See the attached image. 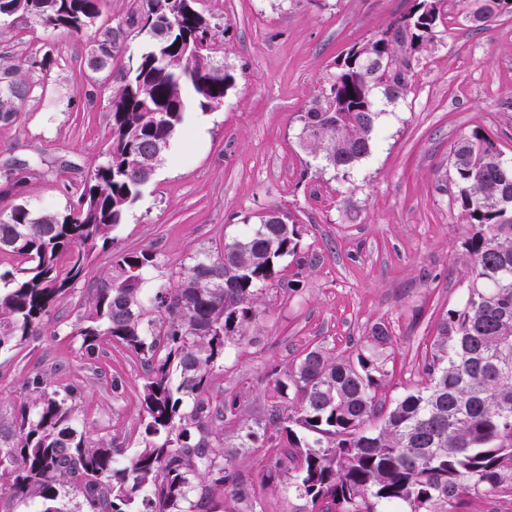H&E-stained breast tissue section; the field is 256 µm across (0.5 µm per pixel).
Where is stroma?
<instances>
[{
    "instance_id": "stroma-1",
    "label": "stroma",
    "mask_w": 512,
    "mask_h": 512,
    "mask_svg": "<svg viewBox=\"0 0 512 512\" xmlns=\"http://www.w3.org/2000/svg\"><path fill=\"white\" fill-rule=\"evenodd\" d=\"M414 0H197L217 32L218 61L235 77L222 106L189 112L142 197L96 250L85 275L55 305L41 336L0 354V417L22 401L24 384L47 374L80 394L78 415L93 438L123 440L134 454L143 431L139 358L116 343L88 352L66 334L92 291L114 273L113 250H152L154 283H172L202 250L267 211L301 231L288 258L293 290L269 287L248 339L228 344L214 395L238 397L224 425L234 444L242 424L273 401L272 368H288L320 347L350 355L376 324L393 336V373L379 392L391 399L422 381L438 319L462 297L468 224L454 202L450 153L472 129L512 159V13L474 22L479 0H448L450 31L413 62L407 95L380 100L368 158L341 176L314 161L300 138L301 112L329 88L337 60L379 34ZM136 0H102L100 24L123 27L121 50L102 69L89 65L88 37L44 29L28 15L0 24V63L21 65L31 96L0 122V215L20 204L42 214L76 206L107 159L110 102L118 73L146 47L129 17ZM49 55L47 66L35 56ZM19 184L6 189L3 176ZM233 469L261 512H307L267 478L263 448L233 451Z\"/></svg>"
}]
</instances>
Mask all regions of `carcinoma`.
I'll return each instance as SVG.
<instances>
[{
    "instance_id": "carcinoma-1",
    "label": "carcinoma",
    "mask_w": 512,
    "mask_h": 512,
    "mask_svg": "<svg viewBox=\"0 0 512 512\" xmlns=\"http://www.w3.org/2000/svg\"><path fill=\"white\" fill-rule=\"evenodd\" d=\"M447 0H415L378 35L352 45L337 63L326 95L301 115L302 140L314 158L347 174L371 152L376 93L404 96L411 54L445 26ZM196 0H145L130 18L152 29L149 48L120 70L112 97L107 160L95 169L79 204L63 214L25 206L0 216V254L15 267L0 273V353L41 335L43 320L85 274L90 255L112 247V232L141 197L137 164L158 141H171L194 104L203 111L224 100L234 76L198 56L199 40L215 45ZM478 18L512 13V0H484ZM101 0H0V19L34 17L46 29L90 34L95 62L118 52L123 32L93 28ZM17 67L0 66V121L8 122L30 87ZM455 201L469 224L462 243L471 276L461 303L439 320L425 358L424 381L385 404L390 332L372 329L354 356L333 360L313 348L287 370L271 369L268 414L244 426L238 448L288 444L267 478L285 463V490L336 512H452L463 496L512 495V164L496 140L474 129L450 156ZM298 225L273 209L224 241L214 256L192 258L173 284L148 287L157 255L115 251L116 275L95 290L72 333L88 348L107 339L145 366L144 413L137 453L122 460L124 442L92 439L76 423L79 394L48 378L28 381L17 413L0 418V490L22 502L54 507L72 484L86 512H217L214 495L232 501L225 512H255L224 449V414L238 398L209 395L224 349L247 338L259 294L300 248Z\"/></svg>"
}]
</instances>
